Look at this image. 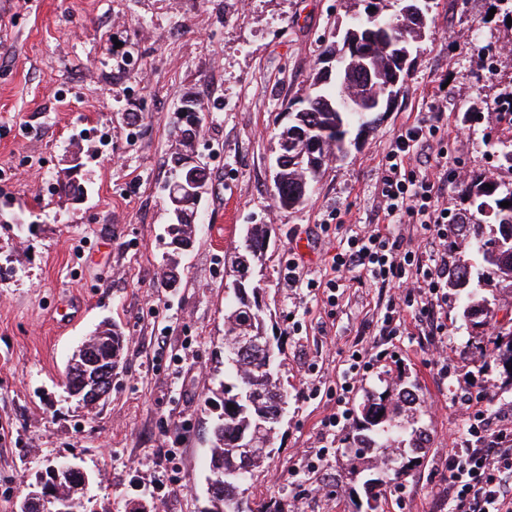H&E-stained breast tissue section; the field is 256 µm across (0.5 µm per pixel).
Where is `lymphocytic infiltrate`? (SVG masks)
Listing matches in <instances>:
<instances>
[{
  "instance_id": "obj_1",
  "label": "lymphocytic infiltrate",
  "mask_w": 512,
  "mask_h": 512,
  "mask_svg": "<svg viewBox=\"0 0 512 512\" xmlns=\"http://www.w3.org/2000/svg\"><path fill=\"white\" fill-rule=\"evenodd\" d=\"M441 113L402 127L386 156L378 187L381 210L386 218L408 217L429 232L440 245L448 243L451 218L439 199L442 186L436 174L426 170L405 175L411 161L421 159L430 138L443 132ZM337 273L356 272L381 287L404 289L406 296H419L424 306L419 315L432 324V335L442 333L436 310L448 286V264L423 263L402 238L375 230L348 239L333 258ZM492 395H484L469 415L470 425L448 456V479L452 489V512H512V495L503 485L512 478V440L492 430Z\"/></svg>"
}]
</instances>
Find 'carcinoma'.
<instances>
[{
	"label": "carcinoma",
	"mask_w": 512,
	"mask_h": 512,
	"mask_svg": "<svg viewBox=\"0 0 512 512\" xmlns=\"http://www.w3.org/2000/svg\"><path fill=\"white\" fill-rule=\"evenodd\" d=\"M411 0H385L384 5L369 2L364 11L350 18L348 27L334 36L322 52L332 56L333 70L326 75L318 68L313 78L312 92L300 101L291 113L292 120L277 136L278 150L305 153L302 160L288 163L276 172L275 201L282 209L301 204L313 187L326 161L344 152L349 128L361 129L375 124L374 111L349 112L343 99L373 102L378 110L389 106L384 93L385 81L367 80L362 76L363 65L384 75L394 74L399 84H405L410 69L400 68L396 53L417 48L426 30L427 10H408ZM194 153L192 144L178 137V147L171 156L172 180L168 189L176 187L183 157ZM464 194L472 210L465 222L454 224L449 235L468 243L482 264L475 267L467 262L453 268L448 285L463 292L462 315L470 310L482 313L484 326L496 316L499 295L512 293V183L475 177L465 185ZM508 201L504 208L500 203ZM196 201L183 196L180 223L168 224L169 234L189 245L200 231L196 222ZM267 225L247 226L244 241L234 256L239 278L227 287L224 321V380L219 394L222 413L212 426L210 473L224 474V486L211 496L210 512H284L271 502L250 499L249 481L262 468L273 452L276 427L288 407V392L280 384L276 372V351L265 345L276 341L268 335L266 312L259 301L260 284L247 279L249 270L262 266ZM490 356L502 366H512V326L501 324L494 331L482 332ZM125 349L123 333L114 325L103 329L86 341L73 354L65 373V384L80 389L87 355L122 363ZM416 400L409 385L386 386L367 399L356 412L357 433L348 439L347 450L358 455L369 449L378 452L384 464L382 473L363 481L367 507L378 499L381 490L394 488L398 479L420 463L421 450L426 448L428 434L418 425L412 412ZM410 432L409 458L404 450L405 432ZM81 479L75 478L60 486L59 492L70 503L71 512H81Z\"/></svg>",
	"instance_id": "carcinoma-1"
}]
</instances>
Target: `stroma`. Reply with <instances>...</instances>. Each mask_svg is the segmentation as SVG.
Masks as SVG:
<instances>
[{
    "mask_svg": "<svg viewBox=\"0 0 512 512\" xmlns=\"http://www.w3.org/2000/svg\"><path fill=\"white\" fill-rule=\"evenodd\" d=\"M351 0H0V512H14L48 465L86 474L84 512H209L208 404L224 378V287L250 224L270 237L260 286L280 339L288 411L251 490L286 512H366L373 453L343 452L353 421L329 431L344 364L381 354L359 405L386 383L414 384L430 433L420 465L378 497L377 512H448L445 460L469 421L454 399L495 396L494 428L512 427V385L490 373L456 290L439 311L452 374L428 360L429 330L401 307L406 333L380 332L389 289L338 280L340 241L376 226L385 156L403 126L443 115L434 141L449 214L468 209L474 174L512 183L497 153L512 141L493 101L512 90V0H432L404 89L365 134L350 131L299 207L273 198L276 135L309 90ZM203 108L196 152L208 186L201 231L164 286L166 185L182 97ZM79 155L86 193L60 195ZM298 262L311 288L287 285ZM336 279V278H335ZM126 338L112 392L95 408L70 398L65 368L104 323ZM319 469L310 464L317 456Z\"/></svg>",
    "mask_w": 512,
    "mask_h": 512,
    "instance_id": "obj_1",
    "label": "stroma"
}]
</instances>
